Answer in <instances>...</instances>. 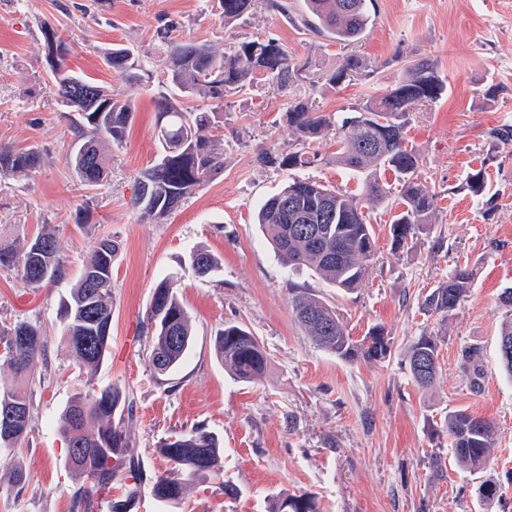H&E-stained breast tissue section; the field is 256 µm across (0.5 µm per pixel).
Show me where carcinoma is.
Wrapping results in <instances>:
<instances>
[{
	"mask_svg": "<svg viewBox=\"0 0 512 512\" xmlns=\"http://www.w3.org/2000/svg\"><path fill=\"white\" fill-rule=\"evenodd\" d=\"M224 23H233L262 6L282 11L287 0H217ZM311 23L345 46L364 38L372 22V0H306ZM174 24L159 20L157 36L165 54L167 81L174 93L161 95L156 137L161 145L155 162L135 178L133 206L155 221L167 218L192 193L212 181L224 168V143L216 134V113L224 110V99L251 87L256 77L285 90L298 80L299 68L292 63L288 46L275 38L242 40L218 51L205 41L173 36ZM44 60L57 86L58 103L65 112H76V148L70 163L81 181L90 187L104 184L108 176L105 145L123 140L135 107L132 97L116 93L67 67L71 46L52 27L43 31ZM105 64L129 90L149 87L153 74L132 47L114 46L104 53ZM368 69L356 54L344 57L326 81L339 87L350 74ZM445 82L436 65L421 59L407 66L402 80L384 93L349 107V113L327 114L309 100H293L286 121L297 135L298 148L283 154L264 150L259 161L280 169L310 167L332 162L362 178V193L330 189L309 178L293 177L258 210V224L276 254L292 269L305 268L315 277L344 292L363 282L375 253V236L363 212L365 204L378 206L390 189L378 179L380 171H391L401 185L392 216V244L400 248L407 240L436 219V195L418 182L420 155L406 137L408 115L418 105L439 100ZM199 97L204 107L188 110L179 98ZM336 134V151L322 159L310 145ZM42 155L34 147L0 145V177L28 174L40 167ZM120 243L109 237L92 241L77 282L64 302V337L73 357L90 375L97 374L108 356L112 325V266ZM0 266L16 267L33 288L60 282L66 276L58 241L44 231L17 249L0 245ZM193 275L203 281L216 277L222 261L211 251L199 248L189 257ZM474 274L457 266L423 301V308L446 319L469 292ZM505 308L499 343L512 345V287L501 293ZM290 306L295 321L321 350L349 363L380 362L391 354V341L384 331L373 328L368 336H350L336 309L316 295L291 289ZM150 338L149 367L159 375L176 370L193 342L190 315L177 295L175 281L164 279L154 288L144 321ZM0 370L9 369L17 379L34 376L36 364L46 349L40 330L26 322L0 327ZM215 356L232 379L260 382L267 375L269 358L258 339L244 326L226 324L215 334ZM412 381L419 389L430 388L438 375V342L421 335L405 352ZM480 352L466 347L460 369L472 386L479 385ZM133 417V400L116 385L98 391L77 392L62 410L57 429L66 445L65 458L75 482L73 512H93L99 502L110 512H131L138 501L139 487L148 482L152 498L163 508L180 503L187 483L207 480L223 472V442L204 427L162 441L159 451L181 477L157 476L147 480L124 429ZM32 402L26 390L0 388V452L23 447L30 432ZM445 431L452 438L457 463L472 472L487 467L492 454L493 425L464 410L448 413ZM26 475L18 467L0 471V490L21 494ZM269 512H319L315 501L305 495L275 499Z\"/></svg>",
	"mask_w": 512,
	"mask_h": 512,
	"instance_id": "1",
	"label": "carcinoma"
}]
</instances>
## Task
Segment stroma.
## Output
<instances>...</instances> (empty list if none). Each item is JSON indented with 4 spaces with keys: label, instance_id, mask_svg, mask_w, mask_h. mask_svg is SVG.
<instances>
[{
    "label": "stroma",
    "instance_id": "1",
    "mask_svg": "<svg viewBox=\"0 0 512 512\" xmlns=\"http://www.w3.org/2000/svg\"><path fill=\"white\" fill-rule=\"evenodd\" d=\"M375 19L360 42L343 47L307 31L304 0L286 12L257 11L224 23L214 0H0V144L33 146L44 162L28 175L0 178V244L19 245L45 227L56 231L67 276L28 286L0 267V326L39 325L47 347L31 387L32 431L19 454L29 486L0 492V512H72L73 479L55 419L78 390L117 385L134 405L126 430L144 471L169 473L161 441L197 426L224 446L221 478L188 484L171 512H267L280 495L307 494L320 512H512V378L499 363V295L512 286V0H374ZM216 48L243 39L276 38L303 71L286 90L257 80L224 102V170L162 221L132 207L135 177L158 154L157 94L134 96L135 114L120 144L109 147L103 185L84 186L66 162L76 113L63 112L45 71L43 30L71 46L67 66L115 91L122 82L103 63L115 44L138 48L155 81H163L158 16ZM369 59L371 75L340 87L326 83L347 53ZM433 60L447 89L436 103L412 110L407 138L421 156L420 180L436 195L437 222L394 249L391 213L368 209L376 254L357 291L344 293L307 272L284 267L257 222L258 205L287 183L289 170L257 160L260 149L292 150L284 113L289 101L312 98L336 112L394 86L413 61ZM484 170L488 192L475 195L469 172ZM122 244L112 267L110 354L95 376L76 363L63 336L60 308L77 279L91 237ZM207 248L223 261L211 281L195 278L190 253ZM474 271L467 296L449 318L426 313L425 296L455 265ZM180 275L178 293L192 320L194 345L176 371L157 376L146 363L143 329L154 286ZM303 288L333 305L350 336L382 327L392 353L379 363L350 364L318 348L295 323L289 291ZM239 323L258 338L270 368L263 381L231 380L213 351L215 332ZM439 343V375L429 391L412 382L405 351L418 336ZM481 350L483 377L472 388L459 368L464 347ZM464 410L494 426L488 467L459 468L444 417ZM442 470L433 473L431 456ZM493 481L499 498L478 488ZM237 488L225 496L223 484Z\"/></svg>",
    "mask_w": 512,
    "mask_h": 512
}]
</instances>
